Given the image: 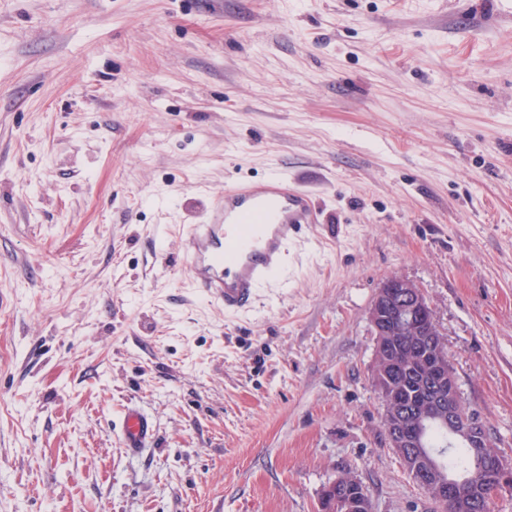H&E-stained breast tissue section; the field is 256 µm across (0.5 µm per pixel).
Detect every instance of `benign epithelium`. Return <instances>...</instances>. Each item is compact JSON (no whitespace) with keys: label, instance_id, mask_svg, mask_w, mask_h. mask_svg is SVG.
<instances>
[{"label":"benign epithelium","instance_id":"obj_1","mask_svg":"<svg viewBox=\"0 0 512 512\" xmlns=\"http://www.w3.org/2000/svg\"><path fill=\"white\" fill-rule=\"evenodd\" d=\"M374 335L388 336L406 332L413 339L414 350L404 356L387 345L375 352L373 380L381 389L385 402L382 423L385 440L402 461L414 482L431 498L455 502L460 512H473L479 505V487L464 486L449 479L433 464L432 453L421 448L420 436L405 426L404 407L391 405L406 381L414 384L413 411L420 424L438 421L448 426V434L457 443L474 450L484 458L486 472L498 485L512 486V463L498 454H487L490 447L489 428L479 417L465 414L457 379L448 357L435 348L433 337L441 335L434 309L421 289L412 281L391 277L379 289L370 311ZM321 502L337 500L344 512H373V503L361 482L350 478L346 488L339 480L329 482L321 491Z\"/></svg>","mask_w":512,"mask_h":512}]
</instances>
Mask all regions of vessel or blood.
<instances>
[{"mask_svg": "<svg viewBox=\"0 0 512 512\" xmlns=\"http://www.w3.org/2000/svg\"><path fill=\"white\" fill-rule=\"evenodd\" d=\"M311 195L286 177L226 187L206 220L183 229L184 264L193 288L225 313L250 310L261 289L283 276V256L318 224ZM156 434L154 420L127 406L121 417L119 446L138 454Z\"/></svg>", "mask_w": 512, "mask_h": 512, "instance_id": "vessel-or-blood-1", "label": "vessel or blood"}]
</instances>
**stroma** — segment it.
Here are the masks:
<instances>
[{
    "label": "stroma",
    "mask_w": 512,
    "mask_h": 512,
    "mask_svg": "<svg viewBox=\"0 0 512 512\" xmlns=\"http://www.w3.org/2000/svg\"><path fill=\"white\" fill-rule=\"evenodd\" d=\"M276 173L319 222L226 315L182 227ZM391 277L512 462V0H0V512H441L384 440ZM154 420L140 408L128 405L121 417L119 447L126 455L138 454L155 437ZM339 479L329 482L321 491L320 499L324 504L340 500L344 506V512H373V503L365 490H361V482L358 479L347 480L346 488L339 492Z\"/></svg>",
    "instance_id": "1"
}]
</instances>
